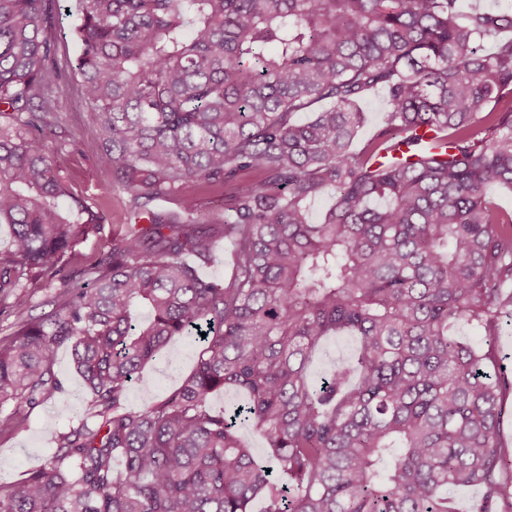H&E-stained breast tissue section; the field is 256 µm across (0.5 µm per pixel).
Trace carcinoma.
Here are the masks:
<instances>
[{"label":"carcinoma","instance_id":"carcinoma-1","mask_svg":"<svg viewBox=\"0 0 512 512\" xmlns=\"http://www.w3.org/2000/svg\"><path fill=\"white\" fill-rule=\"evenodd\" d=\"M62 67L60 0H0V411L62 391L68 347L90 409L0 485V512H512L500 438L512 378L496 336L512 316V12L463 0H77ZM494 40L486 54L483 43ZM128 195L124 230L31 313L37 275L81 260L112 219L74 196L56 157L61 92ZM386 93L359 148V102ZM309 112L311 116L302 117ZM220 193L205 212L189 186ZM334 203L320 221L310 204ZM175 197L180 211L157 207ZM233 247L227 279L201 268ZM454 324L484 330L477 349ZM206 336H201V333ZM353 359L315 380L327 336ZM193 370L126 408L172 341ZM237 391L217 409L218 392ZM259 436V454L243 438ZM64 9H68V11ZM77 23L78 15L76 12V2L74 0L61 2V14L57 24L56 34L59 42L58 58L62 63L73 59L78 52V45L71 37V29Z\"/></svg>","mask_w":512,"mask_h":512}]
</instances>
